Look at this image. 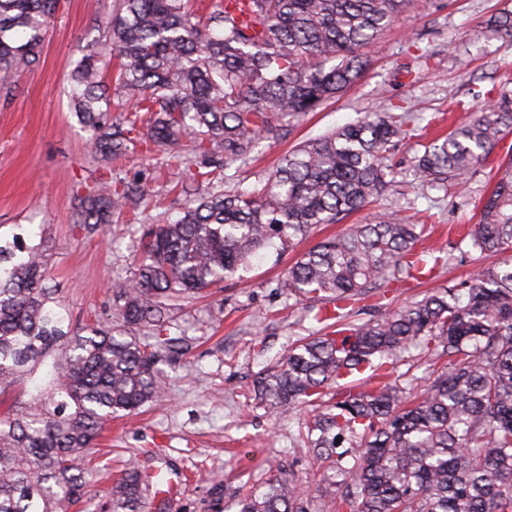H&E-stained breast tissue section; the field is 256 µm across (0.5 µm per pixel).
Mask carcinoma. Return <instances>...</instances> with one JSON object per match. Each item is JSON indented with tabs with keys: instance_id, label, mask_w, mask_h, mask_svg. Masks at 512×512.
<instances>
[{
	"instance_id": "carcinoma-1",
	"label": "carcinoma",
	"mask_w": 512,
	"mask_h": 512,
	"mask_svg": "<svg viewBox=\"0 0 512 512\" xmlns=\"http://www.w3.org/2000/svg\"><path fill=\"white\" fill-rule=\"evenodd\" d=\"M409 0H114L102 39L71 71V107L94 158L110 166L138 147L185 172L175 221L155 219L134 245L133 282L108 294L109 317L72 326L58 289L45 284L46 248L0 225V512H68L92 476V450L116 416L163 401L171 364L189 349L170 335L171 313L235 275L260 252L338 224L381 196L397 171L388 153L411 136L405 112H373L284 155L250 188L224 190L225 170L263 140L358 80L375 42ZM61 0H0V93L40 63ZM512 41V13L495 20ZM119 60L113 91L104 62ZM143 114L137 120L115 113ZM512 130V93L424 146L412 169L424 186L464 179ZM465 238L476 251L512 253V157L491 177ZM144 177L96 178L80 196L78 224L94 232L141 209ZM428 225L380 216L352 224L303 253L288 295L328 298L324 333L288 349L256 381L268 413L322 405L325 390L369 372L301 423L308 451L336 458L344 491L312 510L297 480L273 478L235 500V512H512V260L361 323L353 306L372 286L431 279L416 250ZM415 349L432 381L393 377ZM447 357L441 367L437 360ZM349 448L338 451L343 442ZM161 468L126 467L98 512L166 509Z\"/></svg>"
}]
</instances>
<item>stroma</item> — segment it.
<instances>
[{"label":"stroma","mask_w":512,"mask_h":512,"mask_svg":"<svg viewBox=\"0 0 512 512\" xmlns=\"http://www.w3.org/2000/svg\"><path fill=\"white\" fill-rule=\"evenodd\" d=\"M507 10L512 0H412L380 36L363 76L284 138L262 142L251 160L228 170L227 186L256 184L284 153L364 113H412L421 131L398 142L392 155L402 183L347 222L363 224L392 211L416 219L429 213L435 230L426 248L453 252L436 279L411 280L387 295L388 307L467 278L473 263L458 242L491 186L490 171L512 154V134L451 189H412L406 181L426 141L512 91V43L501 40L492 25ZM111 12L112 0H63L39 66L19 77L10 97L0 96V224L28 225L46 237L49 282L61 290L76 323L104 319L109 288L134 279L132 245L142 233L141 221L128 214L92 233L76 224L79 191L101 167L70 108L69 73ZM474 29L483 30L480 41H471ZM112 172L127 178L151 173L147 214L177 217L181 200L172 187L181 171L147 170L141 154L131 153L114 162ZM341 230L338 224L318 225L306 238L240 268L209 297L175 311L173 324L185 330L192 348L166 367L163 404L143 409L135 421H113L94 455L102 473L132 462L169 464L181 477L169 512H224L235 494L263 489L277 475L302 481L320 499L339 491L335 468L316 461L298 437L310 408L268 415L254 399L253 383L292 341L317 330L319 300L290 297L281 282L303 252Z\"/></svg>","instance_id":"35a3bbf8"}]
</instances>
